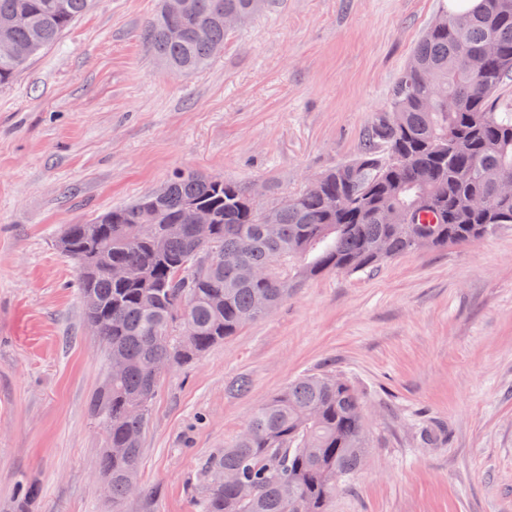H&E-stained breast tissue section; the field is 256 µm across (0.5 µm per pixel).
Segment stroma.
<instances>
[{
	"instance_id": "35a3bbf8",
	"label": "stroma",
	"mask_w": 512,
	"mask_h": 512,
	"mask_svg": "<svg viewBox=\"0 0 512 512\" xmlns=\"http://www.w3.org/2000/svg\"><path fill=\"white\" fill-rule=\"evenodd\" d=\"M160 0H93L0 85V512H113L89 412L106 356L56 245L177 170L260 203L353 158L442 0H269L206 69L140 34ZM330 372L367 406L370 459L327 512H512V227L377 272L308 280L164 372L122 512H196L199 467L294 380ZM247 377V393L233 391Z\"/></svg>"
}]
</instances>
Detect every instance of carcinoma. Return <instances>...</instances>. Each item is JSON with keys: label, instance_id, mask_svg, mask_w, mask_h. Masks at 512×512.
<instances>
[{"label": "carcinoma", "instance_id": "cac0c4a2", "mask_svg": "<svg viewBox=\"0 0 512 512\" xmlns=\"http://www.w3.org/2000/svg\"><path fill=\"white\" fill-rule=\"evenodd\" d=\"M268 0H183L146 21L143 37L171 69L192 74L224 48V16L255 17ZM91 0H0V83L58 42ZM181 39L167 38L169 26ZM204 31H199V28ZM495 53L473 72L472 55ZM512 0L474 11L442 9L364 134L361 151L320 185L260 204L233 181L177 171L151 193L86 224H69L58 248L77 271L84 319L101 327L106 375L90 400L105 429L100 470L112 506L138 483L142 439L158 388L154 366L194 360L288 300L319 275L370 273L421 249L475 243L512 224ZM455 100L448 109V97ZM336 199V206L328 200ZM208 209L216 232L206 245L182 227L188 203ZM277 228L275 237L266 225ZM111 265L130 271L125 281ZM265 269L262 279L240 276ZM114 448H125L121 456ZM368 453L364 403L344 380L307 374L251 416L228 448L202 465L197 512H325L327 501Z\"/></svg>", "mask_w": 512, "mask_h": 512}]
</instances>
